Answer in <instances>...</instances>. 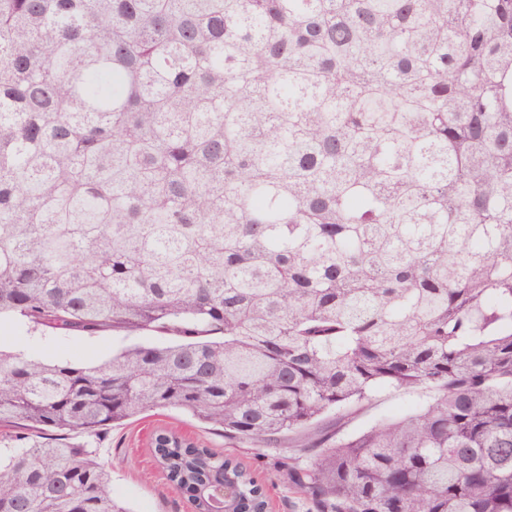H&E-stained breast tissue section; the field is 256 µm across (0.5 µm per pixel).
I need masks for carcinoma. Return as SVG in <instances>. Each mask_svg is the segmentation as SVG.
<instances>
[{
	"mask_svg": "<svg viewBox=\"0 0 512 512\" xmlns=\"http://www.w3.org/2000/svg\"><path fill=\"white\" fill-rule=\"evenodd\" d=\"M152 330L77 364L0 350V422L176 409L318 512H512V0H0V317ZM378 387L419 409L344 438ZM196 512L238 462L162 431ZM0 512H130L92 451L24 444Z\"/></svg>",
	"mask_w": 512,
	"mask_h": 512,
	"instance_id": "obj_1",
	"label": "carcinoma"
}]
</instances>
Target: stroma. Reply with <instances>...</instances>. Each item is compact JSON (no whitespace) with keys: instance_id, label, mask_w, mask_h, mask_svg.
Masks as SVG:
<instances>
[{"instance_id":"stroma-1","label":"stroma","mask_w":512,"mask_h":512,"mask_svg":"<svg viewBox=\"0 0 512 512\" xmlns=\"http://www.w3.org/2000/svg\"><path fill=\"white\" fill-rule=\"evenodd\" d=\"M125 344L116 333L101 332L94 336L41 333L27 330L18 322L0 318V349L60 358L76 363L100 361ZM426 400L425 394L407 393L389 387L377 388L369 400L348 407L341 413L325 415L319 427L325 432L345 436L363 430L378 421L395 419L413 412ZM176 432L202 446L218 448L235 458L260 483L266 494L268 512H316L314 503L301 496L280 469L277 460L311 464L312 453L289 448H253L224 439L219 432L190 416L174 410H150L138 417L107 426L97 436L88 437L76 431L39 432L27 429L21 422L0 425V454L9 455L20 442L48 440L84 445L93 451L108 473L112 491L132 512H194L185 494L175 490L156 464L152 442L159 431Z\"/></svg>"}]
</instances>
